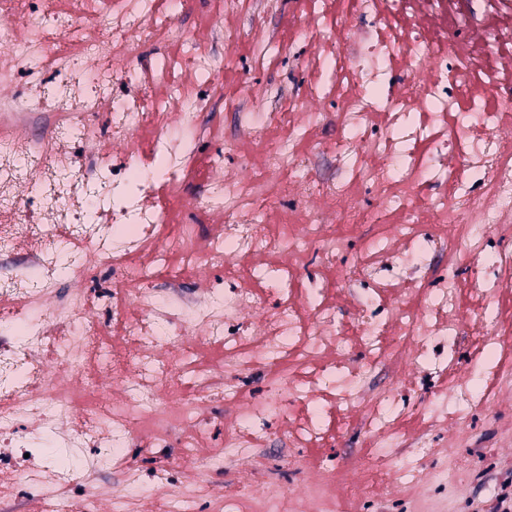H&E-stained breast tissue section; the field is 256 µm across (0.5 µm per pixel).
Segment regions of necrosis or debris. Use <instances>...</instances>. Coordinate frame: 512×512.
I'll return each instance as SVG.
<instances>
[{
    "mask_svg": "<svg viewBox=\"0 0 512 512\" xmlns=\"http://www.w3.org/2000/svg\"><path fill=\"white\" fill-rule=\"evenodd\" d=\"M297 2L267 111L209 0H0V512H512V0ZM254 76L261 84L266 83L270 79H276L280 85V92L288 94L289 87L296 86L299 77L298 72L294 69L291 59H281L278 67L270 71H254Z\"/></svg>",
    "mask_w": 512,
    "mask_h": 512,
    "instance_id": "obj_1",
    "label": "necrosis or debris"
}]
</instances>
